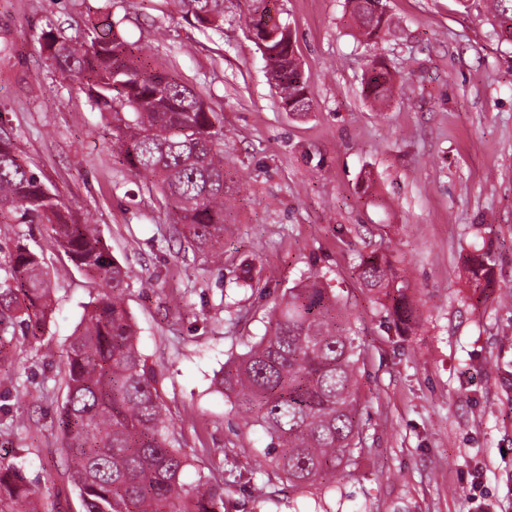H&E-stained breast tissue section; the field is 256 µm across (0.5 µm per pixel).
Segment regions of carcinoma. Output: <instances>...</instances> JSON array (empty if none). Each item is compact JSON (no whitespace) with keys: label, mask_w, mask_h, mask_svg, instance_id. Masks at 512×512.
<instances>
[{"label":"carcinoma","mask_w":512,"mask_h":512,"mask_svg":"<svg viewBox=\"0 0 512 512\" xmlns=\"http://www.w3.org/2000/svg\"><path fill=\"white\" fill-rule=\"evenodd\" d=\"M249 30L263 41L267 73L282 106L311 110L307 79L286 24L267 28L272 10L252 0ZM380 0H349L358 34L372 40L390 25ZM499 26L512 22V0H489ZM206 27L224 22V0H183ZM57 70L80 84L90 105L117 121L112 138L120 162L157 187L175 217L179 238L218 259L236 174L224 165L221 113L175 70L159 66L146 48L117 36L111 14L102 28L77 39L45 35ZM365 96L383 106L392 98L389 64L371 59ZM42 224L68 260L99 293L85 308L65 348L66 398L58 427L68 478L83 512H224V486L187 490L181 475L190 460L174 446L169 410L157 369L138 348L136 324L125 306L129 271L112 257L90 224L73 218L58 194L22 164L11 138L0 134V220ZM488 252L475 246L474 287L494 286ZM361 285L382 295L391 322L408 325L414 306L408 280L373 253L356 268ZM338 299L314 274L288 289L264 336L224 364L215 389L245 423L270 439L258 466L267 465L304 491L351 475L363 431L358 388L361 351L352 328L338 316ZM52 313L49 268L19 239L0 261V364L14 358L16 332L38 339ZM35 490L13 463L0 458V512H38Z\"/></svg>","instance_id":"obj_1"}]
</instances>
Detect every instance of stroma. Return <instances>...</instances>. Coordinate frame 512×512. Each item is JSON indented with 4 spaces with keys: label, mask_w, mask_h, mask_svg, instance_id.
Listing matches in <instances>:
<instances>
[{
    "label": "stroma",
    "mask_w": 512,
    "mask_h": 512,
    "mask_svg": "<svg viewBox=\"0 0 512 512\" xmlns=\"http://www.w3.org/2000/svg\"><path fill=\"white\" fill-rule=\"evenodd\" d=\"M389 30L367 41L347 0H276L308 79L312 108L286 111L247 26L249 0H224V25L197 26L180 0H0V128L20 161L92 225L130 272L126 306L138 346L161 373L182 482H223L233 454L250 483H224L226 512H512V42L485 0H383ZM150 47L223 115L224 160L239 194L224 264L180 246L159 190L112 147V116L92 109L41 47L73 38L104 12ZM402 80L389 106L362 94L372 56ZM51 270L53 315L0 366V456L21 463L40 512H81L66 474L58 412L65 344L97 286ZM492 246L495 287L478 296L469 257ZM408 275L420 316L389 324L353 268L371 251ZM261 272L258 286L243 278ZM323 275L362 349L365 433L337 486L301 492L256 472L269 443L217 392L229 357L266 331L282 294Z\"/></svg>",
    "instance_id": "stroma-1"
}]
</instances>
